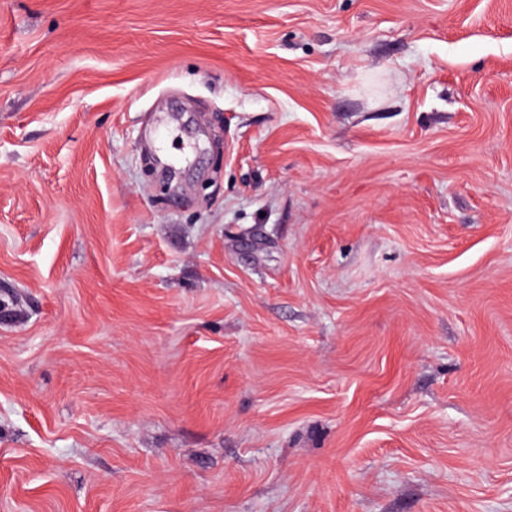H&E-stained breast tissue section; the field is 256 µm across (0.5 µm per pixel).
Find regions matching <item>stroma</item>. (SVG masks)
Masks as SVG:
<instances>
[{"mask_svg": "<svg viewBox=\"0 0 512 512\" xmlns=\"http://www.w3.org/2000/svg\"><path fill=\"white\" fill-rule=\"evenodd\" d=\"M0 512H512V0H0Z\"/></svg>", "mask_w": 512, "mask_h": 512, "instance_id": "35a3bbf8", "label": "stroma"}]
</instances>
